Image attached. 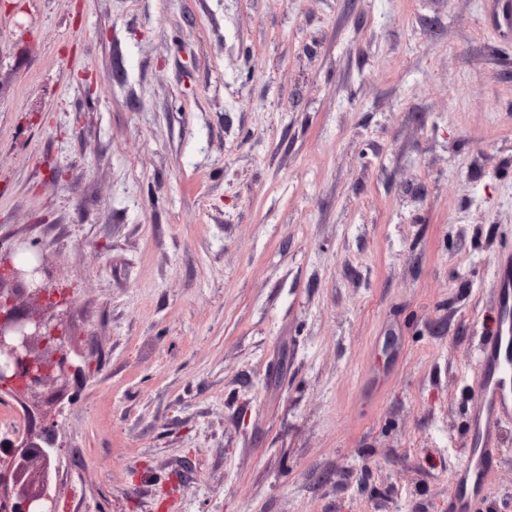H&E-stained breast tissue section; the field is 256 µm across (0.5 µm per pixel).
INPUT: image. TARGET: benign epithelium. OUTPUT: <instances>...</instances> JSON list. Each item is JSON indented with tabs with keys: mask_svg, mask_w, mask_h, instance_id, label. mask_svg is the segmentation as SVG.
Wrapping results in <instances>:
<instances>
[{
	"mask_svg": "<svg viewBox=\"0 0 512 512\" xmlns=\"http://www.w3.org/2000/svg\"><path fill=\"white\" fill-rule=\"evenodd\" d=\"M47 256L18 261L0 253V393L23 404L31 419L21 435L0 436V512H58L51 461L61 460L55 417L43 406L59 390L92 371L82 355L58 343L67 303L49 289Z\"/></svg>",
	"mask_w": 512,
	"mask_h": 512,
	"instance_id": "obj_1",
	"label": "benign epithelium"
}]
</instances>
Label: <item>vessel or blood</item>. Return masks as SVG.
<instances>
[{
    "label": "vessel or blood",
    "mask_w": 512,
    "mask_h": 512,
    "mask_svg": "<svg viewBox=\"0 0 512 512\" xmlns=\"http://www.w3.org/2000/svg\"><path fill=\"white\" fill-rule=\"evenodd\" d=\"M494 298L500 310L495 328L481 338L475 378L478 390L469 423L468 452L451 476L448 512H477L501 453L502 429L512 423V256L494 264Z\"/></svg>",
    "instance_id": "1"
}]
</instances>
